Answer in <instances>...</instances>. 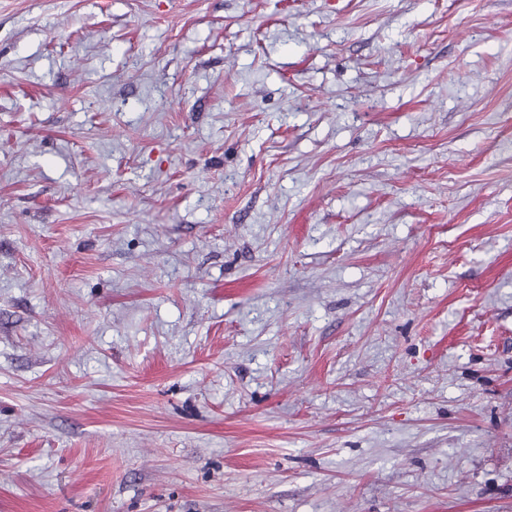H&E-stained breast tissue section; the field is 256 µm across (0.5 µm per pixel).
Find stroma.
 I'll use <instances>...</instances> for the list:
<instances>
[{
    "label": "stroma",
    "instance_id": "obj_1",
    "mask_svg": "<svg viewBox=\"0 0 512 512\" xmlns=\"http://www.w3.org/2000/svg\"><path fill=\"white\" fill-rule=\"evenodd\" d=\"M0 512H512V0H0Z\"/></svg>",
    "mask_w": 512,
    "mask_h": 512
}]
</instances>
